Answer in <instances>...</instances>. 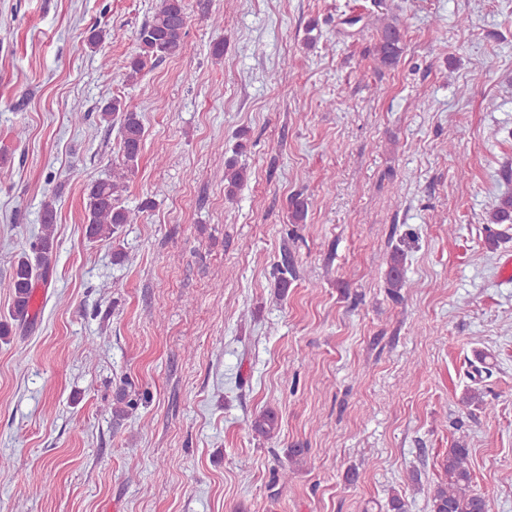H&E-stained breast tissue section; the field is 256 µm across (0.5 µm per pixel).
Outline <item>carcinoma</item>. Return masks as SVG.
I'll return each mask as SVG.
<instances>
[{"mask_svg": "<svg viewBox=\"0 0 512 512\" xmlns=\"http://www.w3.org/2000/svg\"><path fill=\"white\" fill-rule=\"evenodd\" d=\"M188 15L185 0H157L151 19L136 33L137 53L128 65L127 78L134 81L149 60H162L178 54L185 44ZM403 39L400 29L387 24L374 46V55L384 68H393L403 54ZM100 121L108 126L118 125L121 160L112 166L105 177L93 182L85 198L86 235L91 240H116L123 224L136 222L139 214L149 207V202L131 209L124 203L127 182L139 167L145 127L137 106L116 97L99 110ZM248 180V171L234 159L224 163L226 196L234 198ZM307 215V203L294 197L289 202V218L294 224L303 222ZM56 199L43 203L41 227L30 242L29 251L23 253L11 275L9 288L12 292V307L9 320L28 316L36 283L46 279L50 256L54 250V223ZM491 224L512 225V195L500 197L489 214ZM403 255L394 253L388 271V285L393 293L404 287L402 273ZM137 406V399L126 391L116 393L112 418L121 420ZM251 429L258 437L269 439L279 429V416L273 409H266L251 421ZM443 472L441 481L434 488L430 499V512H488L487 496L474 486L470 451L463 441H456L440 462Z\"/></svg>", "mask_w": 512, "mask_h": 512, "instance_id": "carcinoma-1", "label": "carcinoma"}]
</instances>
